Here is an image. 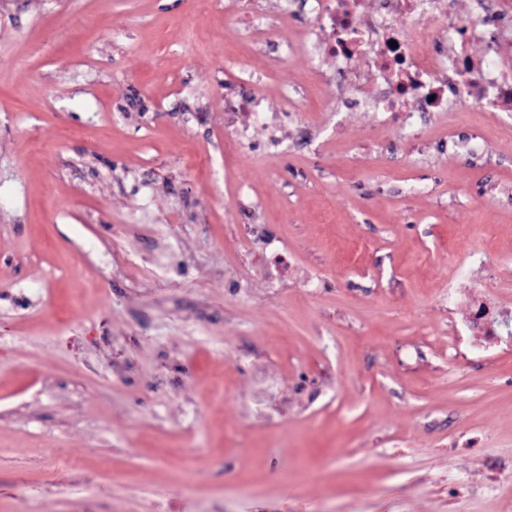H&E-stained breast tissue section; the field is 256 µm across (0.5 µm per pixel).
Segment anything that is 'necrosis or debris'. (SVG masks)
Here are the masks:
<instances>
[{
	"mask_svg": "<svg viewBox=\"0 0 512 512\" xmlns=\"http://www.w3.org/2000/svg\"><path fill=\"white\" fill-rule=\"evenodd\" d=\"M365 16V0H314L317 28L324 41L305 38L300 52L318 51L336 63V107H372L386 119L417 126L449 104L475 112H512V0H477L476 11L462 16L448 11L435 16L436 0H380ZM409 15L406 33L396 31L395 18ZM448 50H437L440 40ZM483 48L471 56V45ZM379 83L366 96L363 79Z\"/></svg>",
	"mask_w": 512,
	"mask_h": 512,
	"instance_id": "obj_1",
	"label": "necrosis or debris"
}]
</instances>
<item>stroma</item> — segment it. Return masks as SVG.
I'll return each mask as SVG.
<instances>
[{
	"instance_id": "obj_1",
	"label": "stroma",
	"mask_w": 512,
	"mask_h": 512,
	"mask_svg": "<svg viewBox=\"0 0 512 512\" xmlns=\"http://www.w3.org/2000/svg\"><path fill=\"white\" fill-rule=\"evenodd\" d=\"M291 3L0 0V512L512 501V117L337 112ZM490 315L495 320L493 328H485L482 323V336H503L502 327H505L507 328L506 336H510V342L512 345V311H508L504 308L493 311L489 308L478 306L474 320L469 325H465V329L468 332L466 333V336H476L475 328L478 325V321L485 320L486 317Z\"/></svg>"
}]
</instances>
